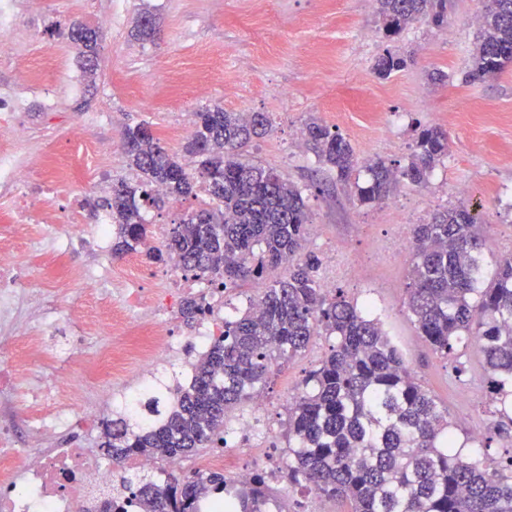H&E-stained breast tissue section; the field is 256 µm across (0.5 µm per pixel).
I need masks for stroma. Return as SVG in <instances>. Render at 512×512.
Here are the masks:
<instances>
[{
    "mask_svg": "<svg viewBox=\"0 0 512 512\" xmlns=\"http://www.w3.org/2000/svg\"><path fill=\"white\" fill-rule=\"evenodd\" d=\"M376 8L375 0H18L16 25L0 40V92L14 88L18 72L33 73L22 91V118L35 136L21 148L37 161L34 179L50 191L35 200L22 234H10L0 217V242L20 256L26 287L52 300L57 319L20 311L14 329L0 331V352L20 349L26 335L41 337L30 376L53 384L60 366L55 353L75 336L69 312L98 310L81 284L66 278L68 269L99 267L104 284L115 290L123 281L113 267L129 266L148 293L169 274V264L153 261L143 248L116 265L103 263L86 240L104 198L90 186L98 160L86 142L111 150L113 179L131 180L135 174L121 147L126 125L146 123L178 155L186 143L173 133L181 113L205 106L263 112L273 131L252 143L244 160L275 168L303 190L308 250L322 257L336 253L346 266L363 270L359 280L337 273L336 290L380 320L422 385L447 407L459 440L475 434L490 439V448L477 449V456L506 464L512 438L493 433L482 354L472 346L446 359L420 336L406 305L410 256L396 252L393 241L461 200L484 228L485 278L493 277L500 257L512 253V68L492 78L465 79L481 27V0H448L446 25L422 20L391 39ZM145 12L159 29L152 43L134 36ZM108 13L114 20L102 32L95 83L70 92L68 81L84 78L68 38L70 25ZM388 48L409 62L383 79L374 65ZM438 70L445 80H433ZM312 117L350 140L361 157L397 169L408 164L423 127L445 129L450 149L425 186L402 183L383 203L363 206L355 187L366 184L365 169L343 184L311 151L297 149L296 138ZM384 121L391 131H381ZM63 169L70 170L71 182L55 185ZM459 184L467 189L461 199L455 194ZM76 193L82 198L80 223L45 221V214L68 213ZM328 345L326 337H313L262 389L269 402L264 430L279 448L287 446V399Z\"/></svg>",
    "mask_w": 512,
    "mask_h": 512,
    "instance_id": "obj_1",
    "label": "stroma"
}]
</instances>
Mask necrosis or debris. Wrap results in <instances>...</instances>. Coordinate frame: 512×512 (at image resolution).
<instances>
[{
  "mask_svg": "<svg viewBox=\"0 0 512 512\" xmlns=\"http://www.w3.org/2000/svg\"><path fill=\"white\" fill-rule=\"evenodd\" d=\"M22 105L21 95L0 101V189L9 195L11 221L23 224L34 199L35 184L27 159L17 148L25 137L15 121V111ZM21 262L13 249L0 247V326H9L17 307L24 302H39V295L24 288ZM72 279L83 284L89 295L97 297L102 312L97 317L72 314L71 320L80 336L108 335L100 352L99 363L79 360V348L70 345L62 351L61 362L67 366L55 393L32 386L31 397L38 409L27 414L32 431L27 447H16L10 433L0 429V512H91L98 499L114 490L115 469L111 459L95 449L46 448L43 435L61 428L82 427L100 435L106 430L107 409L118 395L112 385L115 377L134 370L147 371L170 361L189 363L224 330V290L220 283L184 280L179 270H172L170 282L156 294L127 286L119 303L100 294L97 269L74 268ZM198 296L206 312L193 335H176L174 324L178 312L174 298L182 292ZM141 311L142 320H130L129 311ZM69 397L98 407V414L86 417L62 411L55 395ZM268 403L258 397L250 416L238 421L236 438L225 448L202 459L196 471H221L232 481L251 479L262 471L267 482H279L282 459L270 449L258 427L267 414Z\"/></svg>",
  "mask_w": 512,
  "mask_h": 512,
  "instance_id": "4bbe7bcc",
  "label": "necrosis or debris"
}]
</instances>
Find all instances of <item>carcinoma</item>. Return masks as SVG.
<instances>
[{"mask_svg":"<svg viewBox=\"0 0 512 512\" xmlns=\"http://www.w3.org/2000/svg\"><path fill=\"white\" fill-rule=\"evenodd\" d=\"M386 36L422 18L440 26L448 0H376ZM71 42L81 69L95 82L100 30L75 21ZM405 58L388 50L378 57L381 77L403 69ZM512 66V0H490L466 79L478 80ZM184 152L196 159L191 176L145 123L126 126L123 149L137 179L112 184L102 201L112 217V256L121 259L144 245V207L207 191L210 209L185 212L163 247L149 252L199 280L239 288L263 280L279 266L288 274L263 288L256 300L224 315V334L196 356L190 379L164 385L157 422L140 423L116 412L100 447L112 462L130 455L186 457L224 443L229 418L266 385L273 367L304 351L313 337L333 339L287 408L288 483L347 506V512H512V474L462 454L448 409L415 377L381 324L343 294L324 291L321 259L306 251L309 218L301 190L275 169L242 161L243 149L272 131L263 112H226L219 106L195 113ZM306 145L336 181L347 183L358 167L369 172L356 186L362 205L384 202L400 182L415 186L448 157V134L423 129L411 161L395 169L361 158L351 143L311 119ZM407 309L433 351L445 358L475 339L483 354L497 434L512 432V255L500 259L492 279L482 280L481 225L463 202L436 211L410 230ZM203 313L195 298L183 300L191 325ZM136 512H191L223 488L224 509L267 512L276 499L259 476L235 483L222 473L172 478L149 474L122 478Z\"/></svg>","mask_w":512,"mask_h":512,"instance_id":"cac0c4a2","label":"carcinoma"}]
</instances>
